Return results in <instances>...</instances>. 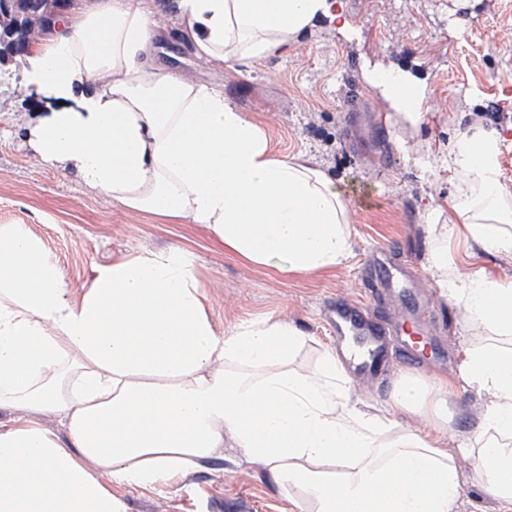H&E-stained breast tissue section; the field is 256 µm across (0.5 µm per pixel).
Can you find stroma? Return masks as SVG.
<instances>
[{
	"label": "stroma",
	"mask_w": 512,
	"mask_h": 512,
	"mask_svg": "<svg viewBox=\"0 0 512 512\" xmlns=\"http://www.w3.org/2000/svg\"><path fill=\"white\" fill-rule=\"evenodd\" d=\"M162 35L156 67L223 89L238 108L263 124L275 156L298 158L323 170L347 205L351 255L314 274L281 273L276 264H252L213 243L198 224H164L128 210L71 172L41 161L27 142L40 102L24 79L25 57L0 66V224H24L55 257L74 290L98 268L142 251L172 247L192 258L193 273L218 334L265 320L301 330L288 360L298 373L315 371L336 336L324 319L327 299L342 295L368 306L363 272L374 251L389 246L413 262L433 293L434 311L424 330L428 345L420 365L348 378V398L367 414L388 410L392 440L413 431L455 450L476 430L488 398L457 377L464 347L475 344L464 310L442 295L429 255L434 223L453 218L448 194L455 177L442 164L449 143L473 127L504 129L499 166L512 190V0H386L381 11L366 0H343L349 34L321 25L296 39L287 52L238 72L199 59L182 34L177 0H159ZM390 70L423 85L418 123L406 121L381 88L376 73ZM438 220H431V205ZM460 269L512 279V262L487 253L472 239L452 242ZM447 378L448 421L434 426L421 413L398 412L393 397L407 376ZM463 475L457 512H498L497 501L475 485V461L458 458ZM127 512H291L300 489L283 492L256 462L225 440L175 484L155 489L116 485Z\"/></svg>",
	"instance_id": "obj_1"
}]
</instances>
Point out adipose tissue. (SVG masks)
<instances>
[{
	"instance_id": "adipose-tissue-1",
	"label": "adipose tissue",
	"mask_w": 512,
	"mask_h": 512,
	"mask_svg": "<svg viewBox=\"0 0 512 512\" xmlns=\"http://www.w3.org/2000/svg\"><path fill=\"white\" fill-rule=\"evenodd\" d=\"M155 0H76L29 52L26 85L44 105L29 127L43 162L127 209L200 224L236 257L318 273L351 254L346 205L322 170L271 155L260 122L223 91L155 67ZM330 0H180L199 58L235 69L286 51L327 22ZM502 134L475 127L448 146L456 220L436 227L438 286L490 342L466 348L459 379L487 394L480 429L455 454L422 437L384 440L388 418L350 406L335 352L287 369L297 328L264 321L217 335L190 255L139 252L98 269L74 297L26 225H0V401L59 417L73 447L26 420L0 425V512H126L116 485L153 489L225 439L314 512H453L456 457L512 512V280L462 273L448 242L467 233L512 260V192L499 177ZM448 383L402 379L396 408L448 416Z\"/></svg>"
}]
</instances>
